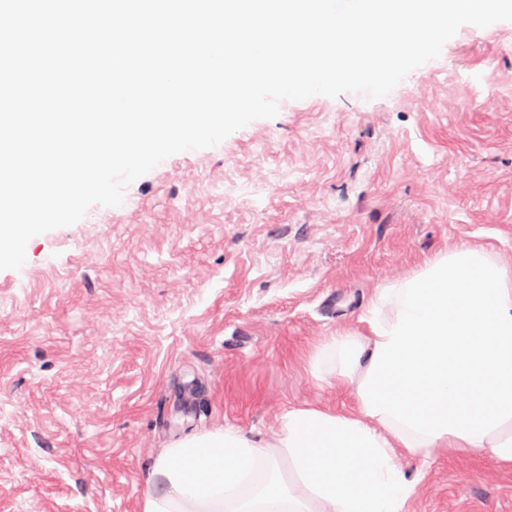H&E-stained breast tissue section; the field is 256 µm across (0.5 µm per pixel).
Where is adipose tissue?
<instances>
[{
    "mask_svg": "<svg viewBox=\"0 0 512 512\" xmlns=\"http://www.w3.org/2000/svg\"><path fill=\"white\" fill-rule=\"evenodd\" d=\"M350 407H291L268 437L233 428L170 441L142 512H407L427 448L512 469V273L493 252L433 256L378 288L358 326L309 354Z\"/></svg>",
    "mask_w": 512,
    "mask_h": 512,
    "instance_id": "adipose-tissue-1",
    "label": "adipose tissue"
}]
</instances>
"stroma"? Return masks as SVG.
<instances>
[{"mask_svg": "<svg viewBox=\"0 0 512 512\" xmlns=\"http://www.w3.org/2000/svg\"><path fill=\"white\" fill-rule=\"evenodd\" d=\"M512 271V22L388 95L282 100L32 237L0 270V512H141L171 439L348 402L308 354L454 246ZM411 512H512V472L426 456Z\"/></svg>", "mask_w": 512, "mask_h": 512, "instance_id": "35a3bbf8", "label": "stroma"}]
</instances>
